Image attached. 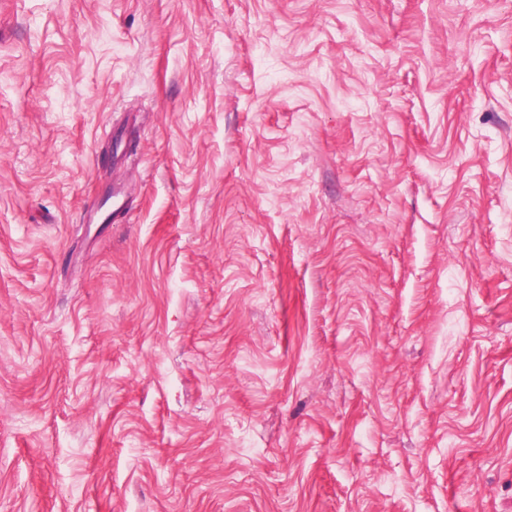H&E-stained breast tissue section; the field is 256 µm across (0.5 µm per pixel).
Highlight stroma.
Segmentation results:
<instances>
[{"label":"stroma","instance_id":"35a3bbf8","mask_svg":"<svg viewBox=\"0 0 512 512\" xmlns=\"http://www.w3.org/2000/svg\"><path fill=\"white\" fill-rule=\"evenodd\" d=\"M0 512H512V0H0Z\"/></svg>","mask_w":512,"mask_h":512}]
</instances>
